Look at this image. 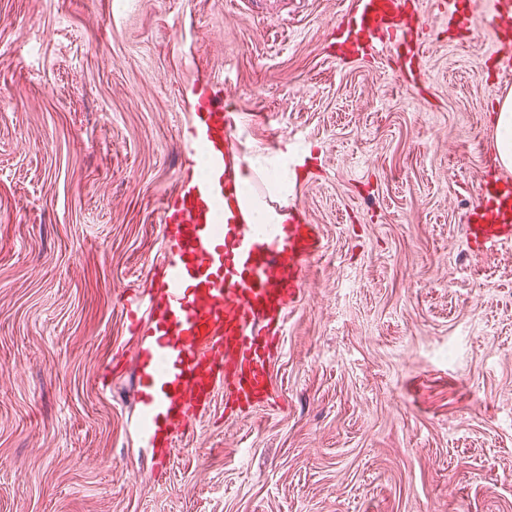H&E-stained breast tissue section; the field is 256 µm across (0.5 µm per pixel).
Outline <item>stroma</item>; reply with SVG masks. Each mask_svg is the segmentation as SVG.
Listing matches in <instances>:
<instances>
[{
    "label": "stroma",
    "instance_id": "obj_1",
    "mask_svg": "<svg viewBox=\"0 0 512 512\" xmlns=\"http://www.w3.org/2000/svg\"><path fill=\"white\" fill-rule=\"evenodd\" d=\"M351 0H0V512H512V243L471 247L512 88L470 0H420L423 81L329 49ZM286 155L318 225L271 362L276 405L216 396L166 471L130 447L123 290L190 167L187 94Z\"/></svg>",
    "mask_w": 512,
    "mask_h": 512
}]
</instances>
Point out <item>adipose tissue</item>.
Listing matches in <instances>:
<instances>
[{"label":"adipose tissue","instance_id":"obj_1","mask_svg":"<svg viewBox=\"0 0 512 512\" xmlns=\"http://www.w3.org/2000/svg\"><path fill=\"white\" fill-rule=\"evenodd\" d=\"M257 160H248L247 164H234L231 177L234 181V197L229 202L230 209L241 213L247 223L270 227L284 224L288 214L279 210L278 205L287 201L293 176L288 171L274 173L267 185L266 194H258L253 187V175L260 172Z\"/></svg>","mask_w":512,"mask_h":512}]
</instances>
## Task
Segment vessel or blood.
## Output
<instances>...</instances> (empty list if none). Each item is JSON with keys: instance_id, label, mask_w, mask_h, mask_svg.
<instances>
[{"instance_id": "obj_1", "label": "vessel or blood", "mask_w": 512, "mask_h": 512, "mask_svg": "<svg viewBox=\"0 0 512 512\" xmlns=\"http://www.w3.org/2000/svg\"><path fill=\"white\" fill-rule=\"evenodd\" d=\"M417 0H353L352 55H389L405 71L419 64L407 13ZM497 20L489 56H501L500 36L512 30V0H488ZM233 113L204 89L192 92L185 149H205L209 175L181 172L161 207L162 252L142 287L123 294L129 346L137 375V417L130 445L151 449L167 465L177 434L193 428L216 394L237 414L273 405L270 363L288 314L299 300L304 271L322 249L317 225L286 224L264 234L258 225L220 218L232 185L225 146ZM466 239L480 251L512 242V177L495 175L469 210Z\"/></svg>"}]
</instances>
